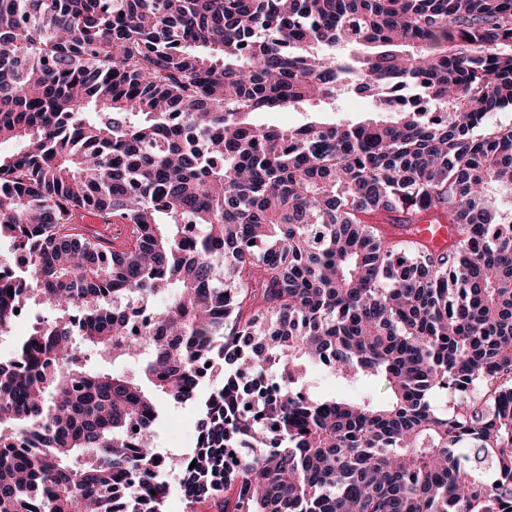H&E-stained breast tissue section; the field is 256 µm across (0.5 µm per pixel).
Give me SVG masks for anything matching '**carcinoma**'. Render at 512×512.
<instances>
[{
    "label": "carcinoma",
    "mask_w": 512,
    "mask_h": 512,
    "mask_svg": "<svg viewBox=\"0 0 512 512\" xmlns=\"http://www.w3.org/2000/svg\"><path fill=\"white\" fill-rule=\"evenodd\" d=\"M347 94L380 116L252 121ZM505 107L512 0H0V331L57 311L0 363V512H165L157 399L216 366L190 512L512 510ZM429 213L444 250L381 228ZM306 381L311 392L328 398L351 396L361 392L371 394L378 399H385L388 396V390L383 383L368 382L352 385L319 367L310 369Z\"/></svg>",
    "instance_id": "carcinoma-1"
}]
</instances>
